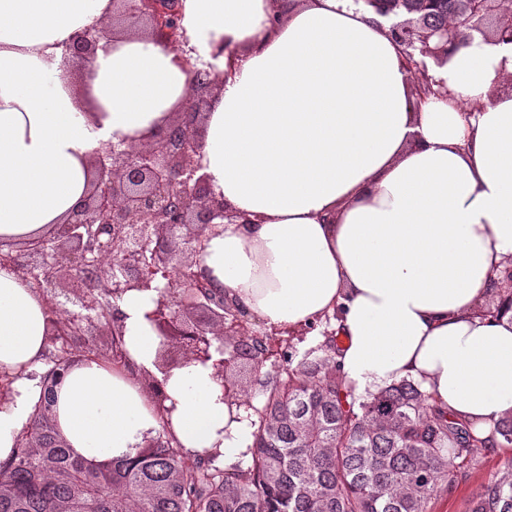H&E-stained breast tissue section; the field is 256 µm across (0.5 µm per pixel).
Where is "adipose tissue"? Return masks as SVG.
Segmentation results:
<instances>
[{
  "label": "adipose tissue",
  "mask_w": 512,
  "mask_h": 512,
  "mask_svg": "<svg viewBox=\"0 0 512 512\" xmlns=\"http://www.w3.org/2000/svg\"><path fill=\"white\" fill-rule=\"evenodd\" d=\"M182 47L118 37L80 78L62 46L112 0H0V239L61 223L85 196L91 153L138 145L181 108L207 63L224 86L200 160L248 216L208 235L213 286L267 325L337 313L338 361L357 392L422 383L483 436L512 415V312L481 309L512 264V44H473L432 68L450 95L415 106L389 21L352 0H179ZM155 290L113 300L125 367L76 363L56 389L70 450L131 456L168 430L183 452L233 466L252 442L212 363L161 372ZM48 304L0 265V461L28 424L44 371ZM159 382L164 402L152 403Z\"/></svg>",
  "instance_id": "ef3b65f1"
}]
</instances>
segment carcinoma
Segmentation results:
<instances>
[{"label":"carcinoma","instance_id":"obj_1","mask_svg":"<svg viewBox=\"0 0 512 512\" xmlns=\"http://www.w3.org/2000/svg\"><path fill=\"white\" fill-rule=\"evenodd\" d=\"M362 7L429 28L469 14L464 0H366ZM323 337L296 364L279 336L225 341L224 368L267 367L261 405L236 385L254 431L230 470L217 452L184 453L164 430L130 458L76 456L60 439L53 399L41 391L13 456L0 462V512H429L458 469L491 447H512L511 416L487 439L412 379L357 393L341 374L336 332ZM76 347L64 330L48 364H70ZM469 512H512V460Z\"/></svg>","mask_w":512,"mask_h":512}]
</instances>
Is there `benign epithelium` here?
Returning <instances> with one entry per match:
<instances>
[{
    "label": "benign epithelium",
    "instance_id": "7a95c632",
    "mask_svg": "<svg viewBox=\"0 0 512 512\" xmlns=\"http://www.w3.org/2000/svg\"><path fill=\"white\" fill-rule=\"evenodd\" d=\"M493 0H468L476 21L464 27L453 20L428 32L412 21L393 22L389 34L407 51L405 62L415 81L422 79L423 62L414 52L435 59L456 44L470 45L481 35L512 43V9L499 8L491 33L484 31ZM166 11L156 0H113L112 20L129 34L159 41L158 29ZM112 38L109 26L87 28L63 46V62L83 70L99 44ZM221 91L206 73L194 70L186 106L137 147L108 143L90 160L93 177L82 203L60 224L32 240L0 243V264L10 265L22 278H38V290L49 311L68 314L58 326L73 321L89 342L95 330L106 326L120 335L116 314L102 323L93 314L92 289L116 297L132 288H154L159 293L150 313L161 336H192L185 345L187 360L205 363L213 354L216 377L229 405L239 403L231 383L224 380V337L247 335V317L204 304L189 306L174 287L194 297H206L211 288L201 267L202 241L224 223L249 224L251 219L224 207L203 173L199 155L204 109Z\"/></svg>",
    "mask_w": 512,
    "mask_h": 512
}]
</instances>
